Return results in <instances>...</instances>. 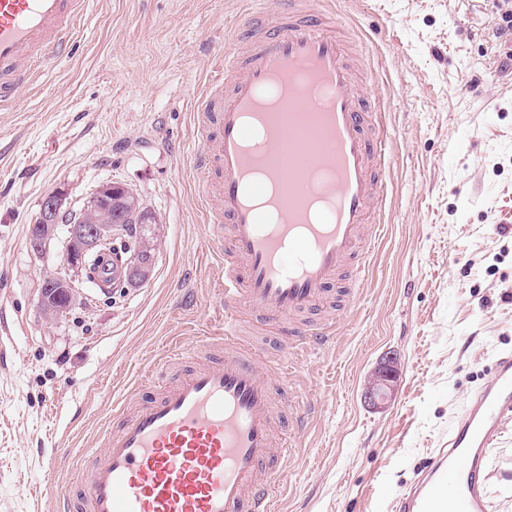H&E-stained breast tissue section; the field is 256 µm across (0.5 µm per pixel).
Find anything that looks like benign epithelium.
I'll use <instances>...</instances> for the list:
<instances>
[{
	"instance_id": "7a95c632",
	"label": "benign epithelium",
	"mask_w": 512,
	"mask_h": 512,
	"mask_svg": "<svg viewBox=\"0 0 512 512\" xmlns=\"http://www.w3.org/2000/svg\"><path fill=\"white\" fill-rule=\"evenodd\" d=\"M64 199L59 192L43 197L39 216L28 227L30 247L36 253L49 248L56 238L57 224L54 215L63 207ZM87 217L81 224L68 227L65 239L64 263L74 272L88 269L89 263L104 255L103 246L112 242L118 225L107 220L94 209L86 210ZM154 243L145 240L139 250L130 254L123 264V280L135 288L149 279L154 266ZM77 299L72 280L65 275H56L45 279L40 288L38 308L42 317L53 321L65 309L71 307ZM397 379L395 361L386 359L375 368L364 391L365 402L378 406L388 399Z\"/></svg>"
}]
</instances>
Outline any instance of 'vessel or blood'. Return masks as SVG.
I'll return each instance as SVG.
<instances>
[{"label":"vessel or blood","instance_id":"1","mask_svg":"<svg viewBox=\"0 0 512 512\" xmlns=\"http://www.w3.org/2000/svg\"><path fill=\"white\" fill-rule=\"evenodd\" d=\"M85 0H0V103L63 50ZM194 105L193 170L212 251L224 269V322L195 351L166 347L171 380L134 385L92 465L63 488L64 512H277L293 444L278 433L306 352L331 344V283L347 272L356 304L389 222L397 134L356 89L349 37L327 0L249 9ZM261 313L289 335L275 375L243 343L240 317ZM512 425V354L475 391L394 512H496L488 462Z\"/></svg>","mask_w":512,"mask_h":512}]
</instances>
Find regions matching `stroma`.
<instances>
[{
  "label": "stroma",
  "instance_id": "35a3bbf8",
  "mask_svg": "<svg viewBox=\"0 0 512 512\" xmlns=\"http://www.w3.org/2000/svg\"><path fill=\"white\" fill-rule=\"evenodd\" d=\"M375 61L368 90L387 105L397 163L391 221L360 302L298 388L316 405L279 512H391L448 437L472 390L512 352V54L498 0H333ZM246 9L244 0H89L70 42L0 105V512H59L32 492L61 449L58 484L93 447L142 369L176 339L214 332L220 271L191 171L192 101ZM133 189L158 218L155 268L137 288L101 290L53 322L41 282L64 270L63 242L33 253L41 199L78 212L103 183ZM399 369L385 406L362 393ZM393 359H386L375 368L364 391V400L378 406L388 399L397 379V369Z\"/></svg>",
  "mask_w": 512,
  "mask_h": 512
}]
</instances>
